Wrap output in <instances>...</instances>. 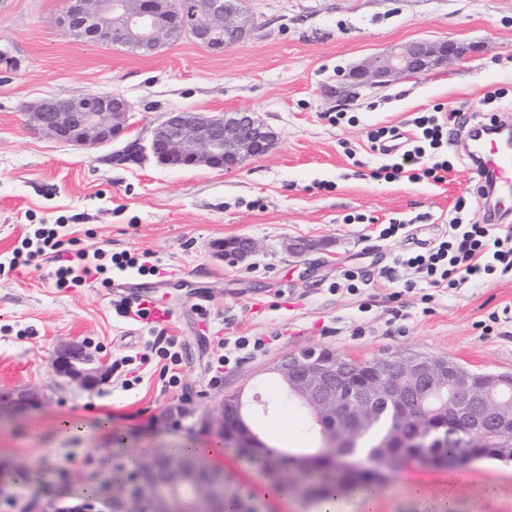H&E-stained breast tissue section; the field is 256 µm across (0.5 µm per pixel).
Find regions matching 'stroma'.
Instances as JSON below:
<instances>
[{"label":"stroma","mask_w":512,"mask_h":512,"mask_svg":"<svg viewBox=\"0 0 512 512\" xmlns=\"http://www.w3.org/2000/svg\"><path fill=\"white\" fill-rule=\"evenodd\" d=\"M252 28L241 42L211 50L189 36L144 54L87 43L57 23L64 0H0V255H10L41 224H63L79 247L112 254L150 250L166 276L112 274L111 287L60 288L56 264L0 277V393L26 392L32 408H0V512L24 493L33 512H72L83 500L74 481L98 486L100 459L114 438L124 454L143 456L190 436L203 447L217 436L162 421L182 402L198 413L225 395L261 396L268 410H250L253 431L275 448L319 447L317 430L294 404L280 400L273 371L283 355L328 348L355 359L397 350L447 357L476 373H512V320L489 316L512 309V275L497 274L460 290L430 288L409 269L412 291L393 296L382 278L399 253L422 252L448 230L473 170L456 164L445 182L375 180L387 159L370 151L366 133L395 126L410 133L417 113L475 112L486 94L512 89V0H241ZM417 40H452L462 57L382 90L340 100L336 76L391 48ZM91 92L124 97L132 106L127 139L75 147L33 126L27 109L46 96ZM256 113L275 135L265 155L225 171L171 168L152 156L124 157L127 140L149 143L171 112ZM407 221L402 237H380L390 219ZM255 241L245 260L225 258L224 243ZM304 244L301 253L289 251ZM351 269L367 280L350 287ZM155 291L173 311L168 335L179 342L180 382L169 387L146 325L130 324L112 308L116 289ZM208 320H201L200 308ZM267 336L264 354L214 378L218 338ZM84 343L120 367L85 389L57 376L58 345ZM145 357L141 380L121 382L127 357ZM111 432L99 429L101 417ZM288 420L287 436L277 422ZM85 432L66 436L62 421ZM69 469L45 482L42 459ZM455 512H512V462L468 464ZM225 476L249 486L263 512H303L295 498L275 500L266 482L234 452ZM448 469H406L386 483L375 512H445Z\"/></svg>","instance_id":"obj_1"}]
</instances>
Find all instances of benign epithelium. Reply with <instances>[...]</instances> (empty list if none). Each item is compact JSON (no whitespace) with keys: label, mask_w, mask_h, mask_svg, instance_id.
Returning <instances> with one entry per match:
<instances>
[{"label":"benign epithelium","mask_w":512,"mask_h":512,"mask_svg":"<svg viewBox=\"0 0 512 512\" xmlns=\"http://www.w3.org/2000/svg\"><path fill=\"white\" fill-rule=\"evenodd\" d=\"M58 24L90 42H108L141 52L156 50L163 40L186 34L212 49L242 41L250 30L237 0H188L180 7L173 0L162 9L158 0H65ZM463 55L454 41L412 42L375 57L341 75L340 85L383 89L400 77H412ZM29 120L54 139L72 145H105L128 133L131 106L112 93L92 92L77 98L45 97L28 112ZM272 132L249 112L205 115L170 112L155 130L149 146L134 140L126 156L137 159L149 152L173 167L205 166L232 169L264 155L272 147ZM256 251L249 238H237L224 256L244 260ZM56 374L84 388H95L108 373L87 347L67 344L55 352ZM284 394L301 402L318 428V454L336 455L338 448H353L367 420L383 406L396 413L391 433L381 448H445L448 438L458 440L471 456L467 464L488 453L512 455L503 443L512 441V388L504 379L477 385L459 366L446 358L417 352H396L383 358L356 361L329 349L307 348L275 364ZM242 394L222 399L218 409L202 416L206 427L235 448H265L244 417ZM417 423V433L407 439L401 424ZM272 463L292 460L299 481L307 491L310 482L334 477L329 469H314L302 455L270 454ZM186 462L175 456L152 454L141 459L140 488L110 485L114 500H124L136 512H164L160 494L145 480L163 473L167 487L184 484ZM196 496L206 498L209 509L224 503V480L216 479Z\"/></svg>","instance_id":"7a95c632"}]
</instances>
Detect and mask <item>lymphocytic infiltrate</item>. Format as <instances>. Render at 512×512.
<instances>
[{"mask_svg":"<svg viewBox=\"0 0 512 512\" xmlns=\"http://www.w3.org/2000/svg\"><path fill=\"white\" fill-rule=\"evenodd\" d=\"M413 124L416 133L412 146L402 152L393 147L394 141L402 137L399 128L390 126L368 131L370 150L389 158L387 164L374 170L375 179L445 181L451 169L444 151L448 143L447 120L437 113L425 112L415 117ZM467 204V198L457 199V216L450 222L447 234L433 248L423 254L396 255L393 268L383 273L391 287L404 292L414 286L413 281L397 276L396 270L400 267L419 271L429 287L451 290L487 279L499 271H512V235L497 234L495 225L489 223L463 222L461 215ZM47 254L53 255L59 263L56 285L60 288L109 286L110 281L104 276L109 268L140 274L160 271L159 266L152 263L150 251H143L138 256L127 252L107 256L100 250L90 253L80 249L72 254L65 247L63 232L55 227H41L32 236L24 238L21 248L14 250L11 257L0 261V275L31 265Z\"/></svg>","mask_w":512,"mask_h":512,"instance_id":"f902f5d3","label":"lymphocytic infiltrate"}]
</instances>
